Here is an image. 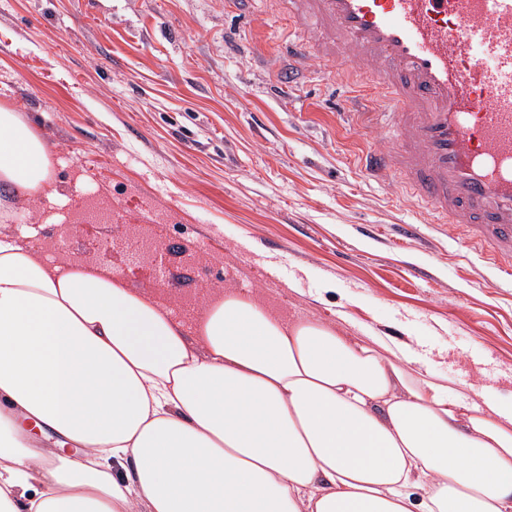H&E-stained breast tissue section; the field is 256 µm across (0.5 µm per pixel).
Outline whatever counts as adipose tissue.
I'll return each mask as SVG.
<instances>
[{
    "mask_svg": "<svg viewBox=\"0 0 512 512\" xmlns=\"http://www.w3.org/2000/svg\"><path fill=\"white\" fill-rule=\"evenodd\" d=\"M0 191L1 224L55 194L4 103ZM417 358L232 291L190 332L112 268L0 232V512H512V403L459 398Z\"/></svg>",
    "mask_w": 512,
    "mask_h": 512,
    "instance_id": "ef3b65f1",
    "label": "adipose tissue"
}]
</instances>
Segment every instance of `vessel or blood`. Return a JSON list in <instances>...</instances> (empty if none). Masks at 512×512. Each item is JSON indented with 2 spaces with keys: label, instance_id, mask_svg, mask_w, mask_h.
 <instances>
[{
  "label": "vessel or blood",
  "instance_id": "obj_1",
  "mask_svg": "<svg viewBox=\"0 0 512 512\" xmlns=\"http://www.w3.org/2000/svg\"><path fill=\"white\" fill-rule=\"evenodd\" d=\"M326 35L324 57L389 92L375 121L389 148L371 178L405 186L512 277V0H288Z\"/></svg>",
  "mask_w": 512,
  "mask_h": 512
}]
</instances>
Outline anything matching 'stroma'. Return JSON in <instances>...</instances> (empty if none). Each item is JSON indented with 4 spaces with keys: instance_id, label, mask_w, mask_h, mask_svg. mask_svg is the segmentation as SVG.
I'll list each match as a JSON object with an SVG mask.
<instances>
[{
    "instance_id": "1",
    "label": "stroma",
    "mask_w": 512,
    "mask_h": 512,
    "mask_svg": "<svg viewBox=\"0 0 512 512\" xmlns=\"http://www.w3.org/2000/svg\"><path fill=\"white\" fill-rule=\"evenodd\" d=\"M321 54L286 0H0V102L36 125L58 187L15 219L57 258L162 294L185 325L212 288L250 294L411 344L462 396L511 402L512 280L400 181L363 173L383 140L337 103L379 112L386 91Z\"/></svg>"
}]
</instances>
